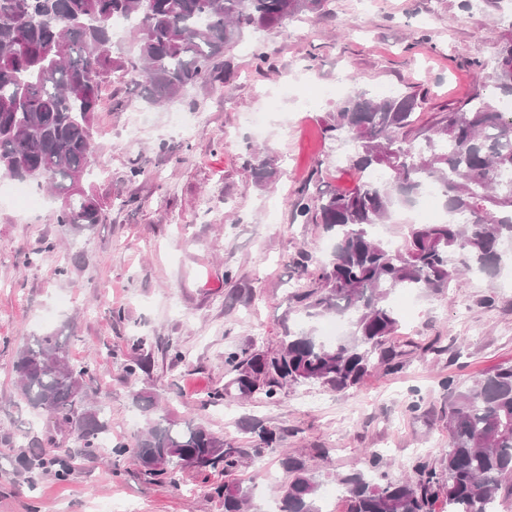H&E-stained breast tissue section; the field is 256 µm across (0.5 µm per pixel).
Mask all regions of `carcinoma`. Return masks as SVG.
Segmentation results:
<instances>
[{
	"label": "carcinoma",
	"mask_w": 512,
	"mask_h": 512,
	"mask_svg": "<svg viewBox=\"0 0 512 512\" xmlns=\"http://www.w3.org/2000/svg\"><path fill=\"white\" fill-rule=\"evenodd\" d=\"M328 0H0V175L28 179L59 198H72L57 221L74 230L101 224L105 214L89 190L72 197L91 162L99 90L122 70L151 103L171 101L189 86L214 78V60L235 46L245 31H277L286 23L325 12ZM135 19L138 54L113 56L110 21ZM496 62L491 98L475 95L458 111L428 122L416 117L413 95L370 96L355 91L325 121L324 133L352 144L347 162L360 174L380 172L375 184L358 182L349 191L311 194L292 201L294 217L313 221L335 238L330 260L316 271L312 316L345 317L347 336L327 343L309 331L281 342L280 353L261 361L230 351L224 365L236 372L242 394L277 393L284 382L320 383L337 392L356 385L369 371L390 365L383 349L398 327L390 295L398 289L450 288L464 272L494 276L503 251L512 246V34L494 38ZM256 159L254 176L271 182L274 160ZM439 192L448 220L411 224L398 245L374 234L398 206L412 207L427 185ZM68 337L52 332L33 338L16 354L18 392L36 413L54 418L57 428L91 452L108 433L107 422L87 401L90 362L73 364ZM448 452L442 470L419 459L413 476L393 480L369 454L368 470L338 478L349 512H432L443 495L448 512H496L502 486L512 490V365L483 374L470 387L449 379ZM133 452L144 474L171 478L182 467L231 473L244 452L199 425L183 427L159 413L149 418L132 444L112 448L118 457ZM24 470L55 468L65 482L69 462L30 448ZM288 481L278 490L279 512H322L320 483L301 463L283 462ZM224 512H245L251 500L238 483L215 488Z\"/></svg>",
	"instance_id": "carcinoma-1"
}]
</instances>
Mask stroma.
Segmentation results:
<instances>
[{
	"mask_svg": "<svg viewBox=\"0 0 512 512\" xmlns=\"http://www.w3.org/2000/svg\"><path fill=\"white\" fill-rule=\"evenodd\" d=\"M512 32V0H329L320 18L274 31L251 30L227 51L230 82L199 83L154 105L120 73L103 84L85 185L104 223L74 232L57 224L58 200L22 212L0 197V512H224L212 493L219 470L182 468L153 483L132 456L109 448L86 454L48 415H33L17 394L14 360L32 337L67 336L73 362L96 358L86 382L108 413L113 442L146 425L143 393L172 420L192 421L244 449L233 479L258 489L251 512L276 501L288 478L282 455L305 463L323 488L367 465L377 451L390 477L410 476L424 456L440 466L448 448V389L512 364V266L489 278L469 274L442 294H413L386 343L394 370H374L344 392L283 384L274 397L240 394L224 353L274 355L288 333L320 332L299 295L335 240L322 225L295 220L301 188L348 190L349 144L322 125L339 98L358 89L410 93L422 120L453 112L473 93L492 94V34ZM269 62L257 67L255 56ZM339 87L322 97V86ZM198 118L193 136L171 128L174 113ZM275 159L278 174L257 184L246 144ZM139 177H132V170ZM122 318H115V311ZM149 367L127 374L136 339ZM176 345L175 360L167 352ZM221 399H213V392ZM274 430L275 449L258 432ZM56 443L69 481L28 477L24 448Z\"/></svg>",
	"mask_w": 512,
	"mask_h": 512,
	"instance_id": "1",
	"label": "stroma"
}]
</instances>
